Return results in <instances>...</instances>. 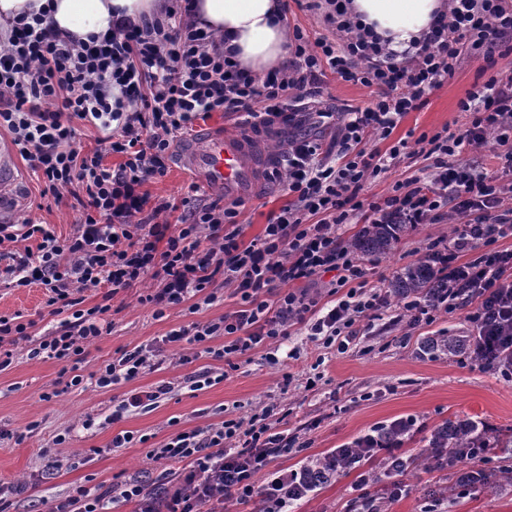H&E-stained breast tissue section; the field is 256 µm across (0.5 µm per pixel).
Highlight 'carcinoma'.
<instances>
[{
  "label": "carcinoma",
  "mask_w": 512,
  "mask_h": 512,
  "mask_svg": "<svg viewBox=\"0 0 512 512\" xmlns=\"http://www.w3.org/2000/svg\"><path fill=\"white\" fill-rule=\"evenodd\" d=\"M412 230L410 224H365L351 240L354 251L366 257L390 254L401 238ZM441 287L435 267L423 261L406 266L389 283L391 293L397 297L405 295L428 296ZM478 341L476 336H448L444 339L430 338L425 348L441 351L450 356L457 355ZM411 427L393 422L378 430L375 438L387 445H397L410 436ZM429 448L448 449V478H456L454 486L469 487L475 491H496L504 486L499 472L485 467L486 458L497 448L512 447V432L494 431L470 418L447 420L434 428L426 438ZM471 457L470 468L459 472V459ZM432 465V457L408 456L386 467L385 475L401 476L418 463Z\"/></svg>",
  "instance_id": "cac0c4a2"
}]
</instances>
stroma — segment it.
<instances>
[{"mask_svg": "<svg viewBox=\"0 0 512 512\" xmlns=\"http://www.w3.org/2000/svg\"><path fill=\"white\" fill-rule=\"evenodd\" d=\"M490 76L482 59H466L448 82L428 94L422 109L408 113L389 139L380 142V150L424 133L463 129L467 116L460 110L461 101ZM370 99L369 88L326 74L323 109L337 112L346 105L362 107ZM42 188L28 165H21L14 181L0 185V195L5 198L0 222L15 224L31 218L48 224L58 237L69 236L79 217L72 198L65 196L57 201L53 196L45 197ZM288 200L287 191L267 182L257 197L244 201L237 220L245 228V240L261 236L269 213ZM452 234L453 227L448 223L416 226L392 254L363 259L368 284L387 287L403 267L420 260L429 242ZM150 286L146 280L113 298L108 316L112 328L89 345L79 386L56 393L60 364L51 359H28L21 348L12 365L0 371V431L15 436L29 423L37 425L24 441H15L14 437L0 440V484L27 485L26 491L16 497L12 512H50L55 499L73 487L107 485L117 475L125 479L146 473L154 478L178 470L177 462L149 458L146 446L138 443L111 449L113 436L120 432L152 435L158 446L174 429L246 419L272 400L287 408V428L304 445L303 451L279 460L282 468L298 467L304 457L322 456L400 419L415 420L416 428L405 445L418 454L424 453L430 431L455 416L473 418L495 430L512 429V376L482 372L473 369L465 356L451 359L422 347L423 340L430 336L472 333V325L460 311L439 315L433 323L409 331L397 327L379 336L360 337L348 352L323 357L303 330L296 328L276 353H269L264 346L255 348L237 358L232 368L207 355L185 365L170 359L160 370L134 382L99 390L93 374L116 352L154 343L181 326L218 320L239 307L233 289L226 287L219 291L217 301L201 306L196 313H189L187 306L181 305L157 319L150 307L138 301ZM45 301L43 289L0 283V313H21L24 320L34 321L38 334L58 322ZM295 348L300 358H289V350ZM206 368L222 374V381L191 390L186 377ZM315 369L320 370L323 379L317 388L306 389V379ZM161 382L172 383L174 391L157 408L133 411L120 421L109 422V415L125 393ZM89 416L96 425L86 430L82 422ZM67 427L72 436L61 454L80 458V466L45 470L43 449L52 447L54 437ZM431 479L425 469L411 470L402 478L407 493L391 501L387 512H433L435 504L428 494ZM355 480V473H341L335 481L298 501L296 512H353ZM448 512H512V486L504 491L449 493Z\"/></svg>", "mask_w": 512, "mask_h": 512, "instance_id": "1", "label": "stroma"}]
</instances>
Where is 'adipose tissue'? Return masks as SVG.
Returning <instances> with one entry per match:
<instances>
[{"label": "adipose tissue", "mask_w": 512, "mask_h": 512, "mask_svg": "<svg viewBox=\"0 0 512 512\" xmlns=\"http://www.w3.org/2000/svg\"><path fill=\"white\" fill-rule=\"evenodd\" d=\"M198 21L226 36L241 67L262 73L288 58V32L279 0H194ZM165 0H0V32L8 33L24 13L46 12L60 32L77 37L104 34L114 14L132 22L163 12ZM443 0H353L352 9L363 23L387 40L390 50L402 52L427 31Z\"/></svg>", "instance_id": "adipose-tissue-1"}]
</instances>
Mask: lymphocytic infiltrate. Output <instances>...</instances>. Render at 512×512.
<instances>
[{"label":"lymphocytic infiltrate","mask_w":512,"mask_h":512,"mask_svg":"<svg viewBox=\"0 0 512 512\" xmlns=\"http://www.w3.org/2000/svg\"><path fill=\"white\" fill-rule=\"evenodd\" d=\"M166 19L141 24L120 21L111 34L80 41L57 32L44 17H21L0 45V130L53 197L69 193L81 215L73 233L57 237L26 219L0 224V277L15 287L40 286L60 321L35 337L20 314H0V371L26 346L29 358L53 359L82 382L77 368L86 348L102 336L104 316L115 294L144 279L140 295L155 318L190 300L212 303L220 287H233L237 310L218 320L171 330L150 345L121 350L98 369L96 384L107 389L158 370L168 355L188 363L186 346L231 361L260 346L288 339L292 326L306 329L318 349L346 353L361 333L393 311V323H432L436 315L462 310L481 335L468 351L475 365L486 352L499 353L500 372L512 373V71H498L470 92L461 109L469 121L460 133L421 135L417 154L430 176L396 182L389 195L363 203L368 178L387 171L408 148L387 140L400 120L421 109L465 58L481 57L496 69L512 54V0H448L434 16L414 52L395 56L386 42L359 21L351 0H324L326 20L338 40H308L294 29V58L256 75L242 70L234 50L196 21L181 20L183 5ZM332 72L345 82L374 89L366 106L338 116L330 143L311 132L288 140L269 173L284 183L290 200L271 213L262 236L245 241L237 202L186 198L151 200L144 184L164 177L170 147L197 119L225 112L253 127L294 124L309 100L321 97L322 78ZM95 127L99 150L83 153L77 123ZM489 150L499 169L479 171L464 162V148ZM120 155L108 166L104 154ZM177 213L176 222L168 214ZM368 224H451L452 239L429 243L425 262L444 288L427 298L403 297L392 304L382 288L368 286L366 271L342 239L353 220ZM39 238L37 249L17 250ZM471 260H463V253ZM330 275L332 298L321 302L307 284ZM103 288L101 303L84 308L85 291ZM221 348H213L214 339ZM285 416L277 403L249 419H227L179 430L153 458L182 468L146 480H116L105 491L78 486L56 500L50 512H107L115 501L133 502L137 512H224L233 501H259L260 512H292L295 502L354 465L400 458L397 448L379 447L372 436L355 448H337L297 469H273L292 453L294 438L280 432ZM264 482H257L258 474Z\"/></svg>","instance_id":"obj_1"}]
</instances>
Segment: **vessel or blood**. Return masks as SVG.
Here are the masks:
<instances>
[{
    "label": "vessel or blood",
    "instance_id": "1",
    "mask_svg": "<svg viewBox=\"0 0 512 512\" xmlns=\"http://www.w3.org/2000/svg\"><path fill=\"white\" fill-rule=\"evenodd\" d=\"M256 134L210 133L180 152L183 167L225 200H247L262 188L264 160L256 150Z\"/></svg>",
    "mask_w": 512,
    "mask_h": 512
}]
</instances>
